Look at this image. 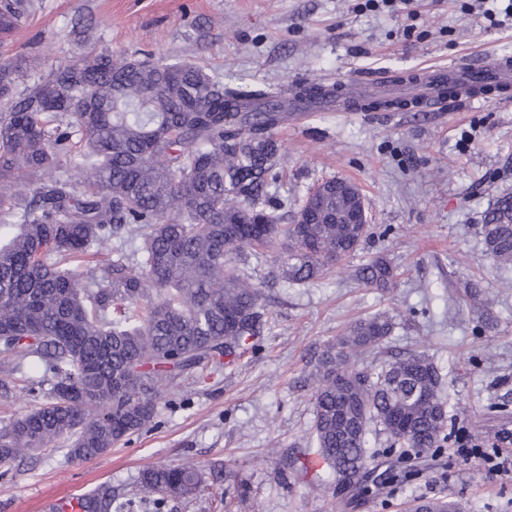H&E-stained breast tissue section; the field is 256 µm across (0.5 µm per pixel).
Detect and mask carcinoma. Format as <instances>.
I'll use <instances>...</instances> for the list:
<instances>
[{
	"label": "carcinoma",
	"instance_id": "carcinoma-1",
	"mask_svg": "<svg viewBox=\"0 0 512 512\" xmlns=\"http://www.w3.org/2000/svg\"><path fill=\"white\" fill-rule=\"evenodd\" d=\"M27 8L0 0V31ZM286 100L285 88L241 90L196 63L106 52L20 92L15 69L0 67V373L49 386L45 402L0 425V468L50 445L98 456L154 427L162 389L177 391L202 365L234 366L262 328L248 253L279 246V274L305 284L359 248L368 225L336 223V210L359 211L344 178L322 182L305 223H281L268 187ZM73 154L77 180L64 162ZM482 235L486 255L512 266V194L486 211ZM102 253V284L72 264ZM354 276L382 290L396 279L382 255ZM393 329L385 313L356 322L314 374V454L338 480L368 472L376 429L406 461L441 454L454 433L444 377L425 352L358 367ZM204 482L193 467H151L139 491L158 507ZM114 507L133 505H113L110 485L90 493L88 512ZM458 509L443 496L411 505Z\"/></svg>",
	"mask_w": 512,
	"mask_h": 512
}]
</instances>
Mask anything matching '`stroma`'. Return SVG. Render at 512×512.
<instances>
[{"label":"stroma","instance_id":"35a3bbf8","mask_svg":"<svg viewBox=\"0 0 512 512\" xmlns=\"http://www.w3.org/2000/svg\"><path fill=\"white\" fill-rule=\"evenodd\" d=\"M362 0H30L23 29L0 34V65L32 55L39 72L89 50L114 57L197 62L244 90L306 81L410 76L493 54L512 57V25L489 26L478 0H419L416 21L371 12ZM412 37H405L408 23ZM285 222L307 193L332 177L361 190L370 235L319 279L289 283L276 251L260 258L265 322L237 368L203 371L182 396L162 394L157 425L90 460L54 447L0 473V512H41L45 497L86 494L108 482L116 501L137 494L149 467L192 465L206 482L163 512H408L413 498L448 495L462 512H512V479L443 454L417 462L401 489L357 495L333 477L305 472L311 456V374L323 352L358 319L395 323L385 353L359 367L426 352L446 376L448 416L461 431L496 443L512 434V266L487 257L481 234L493 201L512 193V101L491 94L457 107L292 112L274 132ZM383 254L396 282L381 291L354 269ZM234 469L235 481L225 480Z\"/></svg>","mask_w":512,"mask_h":512}]
</instances>
